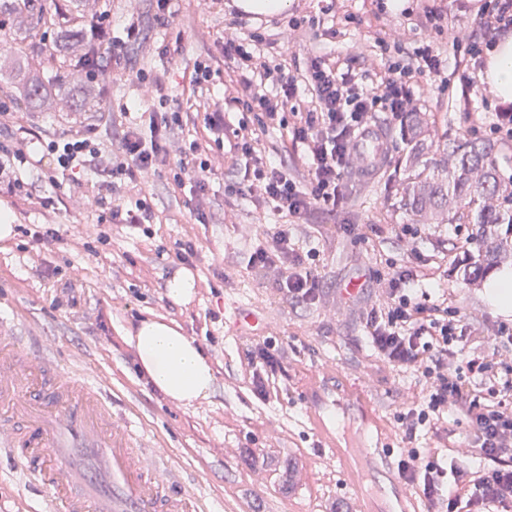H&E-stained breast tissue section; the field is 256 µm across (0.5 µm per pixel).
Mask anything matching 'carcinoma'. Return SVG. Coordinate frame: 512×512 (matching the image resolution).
<instances>
[{"instance_id": "cac0c4a2", "label": "carcinoma", "mask_w": 512, "mask_h": 512, "mask_svg": "<svg viewBox=\"0 0 512 512\" xmlns=\"http://www.w3.org/2000/svg\"><path fill=\"white\" fill-rule=\"evenodd\" d=\"M24 11L33 15L38 30L52 32L49 60L62 65L73 60L82 68L95 62L98 47L88 34L93 18L76 10L62 26L42 6V0H0L3 23ZM0 92L22 103L25 112H43L48 99L68 96L73 90L56 82L46 70L33 71L20 64L0 84ZM406 147L405 205L441 224L471 227L475 249L467 251L456 268L457 278L474 284L512 259V177L500 173L495 146L457 139L442 145V158L437 161L426 157L428 146L416 133L406 138Z\"/></svg>"}]
</instances>
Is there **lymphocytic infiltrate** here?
Segmentation results:
<instances>
[{"label": "lymphocytic infiltrate", "mask_w": 512, "mask_h": 512, "mask_svg": "<svg viewBox=\"0 0 512 512\" xmlns=\"http://www.w3.org/2000/svg\"><path fill=\"white\" fill-rule=\"evenodd\" d=\"M219 43L224 66L232 74L228 95L214 97L211 62L201 61L185 77L181 91L171 89L167 70H137L132 82L157 98V107L132 116L128 107L112 115V143L104 145L94 127L47 143V180L60 189L64 175L92 178L95 203L112 199L111 221L90 232L106 244L115 226L139 228L161 223L142 198L145 174H171L174 188L189 189L196 199L197 223L207 221L203 202L213 170L210 157L225 151L233 169L244 172L240 194L255 208L278 214L281 222L251 254V268L273 274L280 290L299 304L318 301L313 273L315 249L304 248L293 233L317 213H334L340 182L361 135L373 126L375 113L403 119L421 111L419 81L428 76L447 83L443 52L426 45L367 72L326 55L310 57L302 76L291 74L287 61L268 58L275 39L262 32L240 36L225 28ZM203 108L200 127L186 133L180 93ZM240 107L255 113V124L230 125L225 110ZM295 121L287 123L284 114ZM280 129L300 150L304 180H296L287 161L272 162L259 149V133ZM11 131L0 143V185L7 193L21 190V172L31 157L25 116L0 106V130ZM439 265L417 273L388 269L377 273L376 300L365 321L366 340L392 370L421 377L425 386L396 423L408 446L397 463L399 477L436 512H512V364L498 359L497 349L512 347V330L494 334V351H463L467 330L447 292L432 303L421 302L418 286L430 283ZM465 421L459 434L449 421ZM435 438L432 448L417 449V436Z\"/></svg>", "instance_id": "1"}]
</instances>
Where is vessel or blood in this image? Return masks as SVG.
<instances>
[{
    "label": "vessel or blood",
    "instance_id": "obj_1",
    "mask_svg": "<svg viewBox=\"0 0 512 512\" xmlns=\"http://www.w3.org/2000/svg\"><path fill=\"white\" fill-rule=\"evenodd\" d=\"M382 152L381 139L361 140L364 172ZM30 342L0 315V449L50 491L54 512H204L202 496L179 489L168 454L113 413L101 375L66 369Z\"/></svg>",
    "mask_w": 512,
    "mask_h": 512
}]
</instances>
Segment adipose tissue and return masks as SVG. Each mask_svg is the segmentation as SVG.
<instances>
[{
    "label": "adipose tissue",
    "instance_id": "adipose-tissue-1",
    "mask_svg": "<svg viewBox=\"0 0 512 512\" xmlns=\"http://www.w3.org/2000/svg\"><path fill=\"white\" fill-rule=\"evenodd\" d=\"M483 78L499 98L512 101V33L486 49ZM142 371L165 396L188 404L206 396L214 384L201 350L177 326L145 321L132 338Z\"/></svg>",
    "mask_w": 512,
    "mask_h": 512
}]
</instances>
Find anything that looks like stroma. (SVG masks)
I'll use <instances>...</instances> for the list:
<instances>
[{
  "instance_id": "obj_1",
  "label": "stroma",
  "mask_w": 512,
  "mask_h": 512,
  "mask_svg": "<svg viewBox=\"0 0 512 512\" xmlns=\"http://www.w3.org/2000/svg\"><path fill=\"white\" fill-rule=\"evenodd\" d=\"M473 0H405L402 10H379L376 0H288L274 15L235 13L236 0H215L202 9L198 0H171V15L158 23L153 0H87L86 7L108 15L113 35H121L127 20L143 32L142 44L128 46L127 70L152 67L170 69L173 83H181L196 62L214 61V93H222L228 76L217 39L225 25L239 20L241 35L256 30H287L301 21L305 36L292 49L290 69L302 74L310 55L331 54L355 58L357 65L380 64L382 40L397 36L406 49L426 44L452 48L454 36L466 32L483 38L476 22ZM441 6L448 26L435 30L425 22L424 8ZM180 43L178 55L162 48ZM447 88L422 78L426 103V138L475 137L493 142L497 164L512 176V143L497 140L488 125L473 126L474 112L493 113L496 95L463 100L461 77L465 71L456 56L448 58ZM68 81L83 86L88 97L100 103L96 112H74L65 99H55L50 111L29 113L26 125L36 137L35 153L45 141L59 138L84 124L94 125L104 140L112 138L109 113L124 103L130 111L143 112L153 101L147 90L113 78L112 51L103 49L96 78L70 68ZM388 139L385 164L374 175L360 171L352 158L344 191L346 200L335 215H314L296 232L305 248L316 249L315 270L321 299L313 305L288 300L271 280L255 273L249 258L257 241L269 233L277 217L254 209L248 200L230 198L228 185L240 182L237 171L214 157V174L208 191V223L200 224L190 213L189 192H172L165 178L148 177L144 185L147 204L163 212L165 221L153 225L152 237L139 230L117 234L111 260L99 259L85 249L87 227L108 223L111 202L95 205L87 187L62 186L61 203L44 209L34 198L46 187L39 169L23 176L20 194L0 193V212H8L20 228L13 240L0 242V313L16 312L20 322L34 329L43 349L56 352L75 369L101 373L109 388L117 416L138 418L158 444L168 448L175 465L184 470V488L201 493L209 512H326L351 494L354 475L341 463L323 464L321 449L363 448L387 442L394 453L403 448L395 421L419 393L423 381L389 369L372 352L365 339L364 319L375 301L372 280L391 265L416 266L441 252L460 253L468 238L467 225L434 224L423 227L415 243L400 241L385 232L388 224H411L405 210L402 170L397 166L404 145L398 122L385 113L375 115ZM371 187L360 209H353L350 193ZM38 224L56 225L65 245L43 246L37 263H29L22 246L25 229ZM192 241L199 259L192 269L194 296L189 303H163L158 288L167 286L180 264L175 244ZM362 280L356 298L344 301L341 291L350 280ZM447 290L464 324L477 334L485 349H492L493 328L512 326V313L503 314L488 299L485 283L461 287L456 278L443 276L426 284L427 300ZM233 304L252 313L247 339L229 333L224 322L205 324V310L223 312ZM153 319L177 324L208 358L215 381L208 397L184 405L165 397L148 384L129 342L140 321ZM271 338L282 369L275 377L276 396L263 400L253 391L246 353L256 342ZM363 394L372 406V420L357 411L337 414L333 400L350 390ZM386 466L366 467L374 492L375 512H398L407 486L395 478L396 458ZM13 460L0 452V505L6 512H27L28 507L51 506L50 494L12 471Z\"/></svg>"
}]
</instances>
